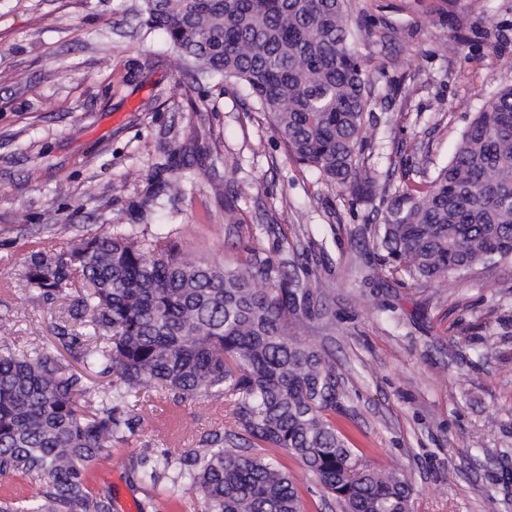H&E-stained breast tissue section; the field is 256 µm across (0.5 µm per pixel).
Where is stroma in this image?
Returning a JSON list of instances; mask_svg holds the SVG:
<instances>
[{
	"label": "stroma",
	"mask_w": 512,
	"mask_h": 512,
	"mask_svg": "<svg viewBox=\"0 0 512 512\" xmlns=\"http://www.w3.org/2000/svg\"><path fill=\"white\" fill-rule=\"evenodd\" d=\"M371 88L362 157L372 195L339 194L296 164L246 91L195 83L142 0H0V342L52 341L59 307L30 293L28 257L116 225L171 233L190 260L262 249L314 288L302 338L333 363L336 420L377 469L414 488L411 512H512V259L433 284L383 276L372 247L398 189L428 180L512 83V0H347ZM190 166L184 197L149 204ZM234 222L224 219L226 202ZM92 469L112 512H191L132 468L138 448L178 458L234 427L230 403L157 394Z\"/></svg>",
	"instance_id": "obj_1"
}]
</instances>
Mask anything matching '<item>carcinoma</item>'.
<instances>
[{
  "mask_svg": "<svg viewBox=\"0 0 512 512\" xmlns=\"http://www.w3.org/2000/svg\"><path fill=\"white\" fill-rule=\"evenodd\" d=\"M142 17L196 75L244 86L296 163L341 192L372 186L361 161L373 136L369 78L345 0H143ZM187 180L162 182L154 199L185 195ZM373 244L388 268L429 282L512 258V84L475 114L432 180L396 193ZM150 247L132 227L26 261V286L67 300L74 328L54 327L58 348H0V477L37 485L28 501L1 496L0 512H112L89 467L125 441V408L153 392L229 399L236 422L176 462L138 450L153 483L177 464L165 498L187 483L198 512H306L285 466L251 453L268 446L300 461L342 512H410L409 483L363 463L336 426L335 367L296 335V321L325 313L320 295L293 287L286 263L263 250L226 267L186 260L162 233ZM62 348L83 350V370L63 363ZM87 370L112 377L95 407Z\"/></svg>",
  "mask_w": 512,
  "mask_h": 512,
  "instance_id": "cac0c4a2",
  "label": "carcinoma"
}]
</instances>
